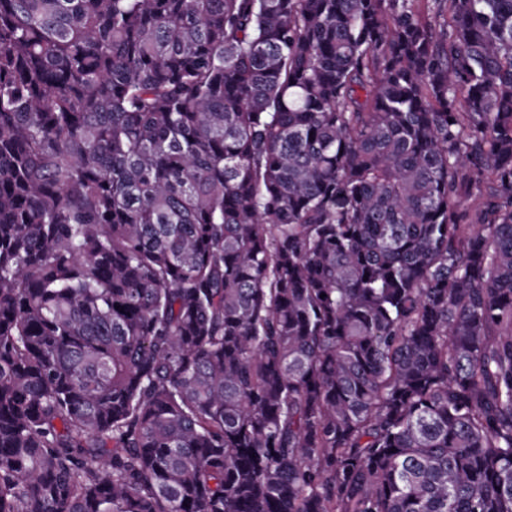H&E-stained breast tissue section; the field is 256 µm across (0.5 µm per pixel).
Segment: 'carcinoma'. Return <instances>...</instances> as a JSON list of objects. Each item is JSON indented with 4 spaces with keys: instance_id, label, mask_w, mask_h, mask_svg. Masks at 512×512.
<instances>
[{
    "instance_id": "1",
    "label": "carcinoma",
    "mask_w": 512,
    "mask_h": 512,
    "mask_svg": "<svg viewBox=\"0 0 512 512\" xmlns=\"http://www.w3.org/2000/svg\"><path fill=\"white\" fill-rule=\"evenodd\" d=\"M0 512H512V0H0Z\"/></svg>"
}]
</instances>
